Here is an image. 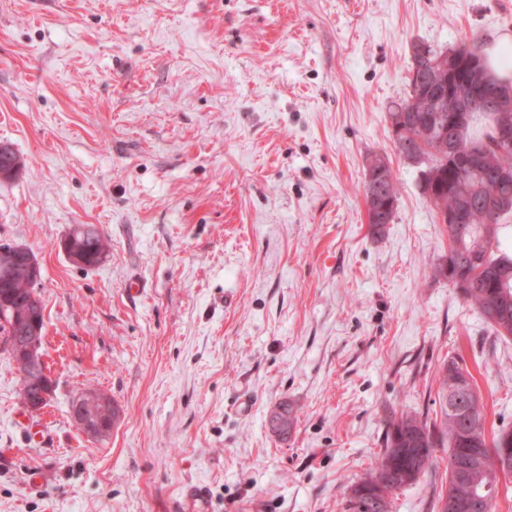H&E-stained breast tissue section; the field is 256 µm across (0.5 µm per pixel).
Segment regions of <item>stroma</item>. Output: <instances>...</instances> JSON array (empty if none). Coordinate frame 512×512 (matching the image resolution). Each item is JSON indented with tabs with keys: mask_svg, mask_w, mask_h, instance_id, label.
I'll return each instance as SVG.
<instances>
[{
	"mask_svg": "<svg viewBox=\"0 0 512 512\" xmlns=\"http://www.w3.org/2000/svg\"><path fill=\"white\" fill-rule=\"evenodd\" d=\"M504 34L512 0H0V144L24 162L0 244L42 268L52 383L35 441L0 345V512H346L452 357L487 433L512 430V339L435 276L448 234L389 121L413 43ZM373 154L399 187L379 236ZM78 224L111 243L94 267L62 249ZM87 387L120 409L101 439L70 415ZM447 467L391 512H431Z\"/></svg>",
	"mask_w": 512,
	"mask_h": 512,
	"instance_id": "1",
	"label": "stroma"
}]
</instances>
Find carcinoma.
<instances>
[{"label":"carcinoma","mask_w":512,"mask_h":512,"mask_svg":"<svg viewBox=\"0 0 512 512\" xmlns=\"http://www.w3.org/2000/svg\"><path fill=\"white\" fill-rule=\"evenodd\" d=\"M481 55V42L471 36L446 51H434L432 57L412 55L409 70L407 98L394 104L389 112L393 145L397 153L407 148H418L425 142L429 150L420 171L423 193L435 211L442 209L454 215V223L447 225L448 254L435 267L440 277L448 279L456 292L475 306L497 335L512 338V254L507 252L500 238L501 219L512 215V146L502 145L496 135L500 125L501 108L509 106L512 118V88L493 80L476 87L466 83V58ZM443 60L449 66L446 90L470 98L479 96L486 108L472 112L468 119L453 125L456 149L467 153L475 149L466 177H459L455 156L448 153V141L438 139L433 130L437 111L436 97L425 82L430 63ZM406 110L404 122L397 117L399 109ZM386 172L381 183L389 199L387 220L394 218L399 188L387 160L382 155L371 156L366 169ZM71 247L83 258V266L92 267L101 262L109 249L105 239L92 224H78L68 234ZM448 266L444 274L442 266ZM10 301L6 315H0V334L8 339L23 334V324L13 319L31 308L27 285L21 278L0 283V298ZM466 385L468 411H448L447 395ZM440 418L418 412L392 414L386 421L383 448L376 456L367 475L351 486L347 512H391L392 500L383 505L372 500L376 485L398 467L418 465L416 481L436 460L440 448L448 449V458L461 459L469 448L483 449L482 459L487 471H493L496 459L505 451L512 454V431L502 429L487 435L485 414L480 403L473 376L466 366L452 357L443 363L437 374ZM283 411L282 424L270 423L273 432L288 435L294 417L288 403L278 405ZM473 498V512H497L498 486L487 491L472 492L467 484H458L448 477L445 495Z\"/></svg>","instance_id":"obj_1"}]
</instances>
